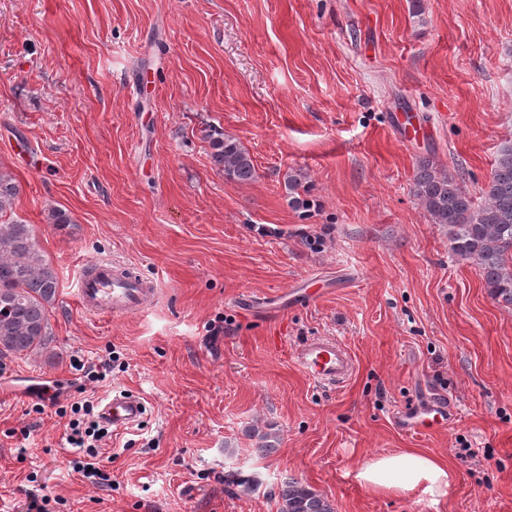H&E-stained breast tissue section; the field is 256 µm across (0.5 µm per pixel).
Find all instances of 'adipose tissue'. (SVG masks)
I'll return each mask as SVG.
<instances>
[{"label": "adipose tissue", "instance_id": "obj_1", "mask_svg": "<svg viewBox=\"0 0 512 512\" xmlns=\"http://www.w3.org/2000/svg\"><path fill=\"white\" fill-rule=\"evenodd\" d=\"M358 477L376 493L402 494L422 487L431 495L443 497L455 473L436 457L408 450L375 457L362 466Z\"/></svg>", "mask_w": 512, "mask_h": 512}]
</instances>
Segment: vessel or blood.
I'll list each match as a JSON object with an SVG mask.
<instances>
[{
	"mask_svg": "<svg viewBox=\"0 0 512 512\" xmlns=\"http://www.w3.org/2000/svg\"><path fill=\"white\" fill-rule=\"evenodd\" d=\"M75 297L83 312L118 319L147 310L155 290L141 275L116 269L111 261L102 259L84 266L76 279ZM295 362L310 380L323 386L344 383L353 371L349 352L331 338L308 342L296 351ZM144 412L142 399L124 392L113 395L102 408L104 422L116 433L138 425ZM451 418L448 400L443 397L433 399L427 407L405 410L400 422L404 430L417 432L446 424Z\"/></svg>",
	"mask_w": 512,
	"mask_h": 512,
	"instance_id": "1",
	"label": "vessel or blood"
}]
</instances>
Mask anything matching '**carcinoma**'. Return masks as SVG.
Segmentation results:
<instances>
[{"mask_svg":"<svg viewBox=\"0 0 512 512\" xmlns=\"http://www.w3.org/2000/svg\"><path fill=\"white\" fill-rule=\"evenodd\" d=\"M211 149L213 164L228 180L248 184L256 179L253 160L236 138L214 137ZM287 185L291 205L307 207L300 179L290 175ZM18 192L12 173L0 169V359L47 347L58 299V273L44 259L32 226L2 220ZM412 192L431 223L447 228L450 251L479 270L492 299L511 306L512 143L501 147L480 203L430 160L417 167ZM271 494L281 502L280 512H335L327 497L295 478Z\"/></svg>","mask_w":512,"mask_h":512,"instance_id":"obj_1","label":"carcinoma"}]
</instances>
